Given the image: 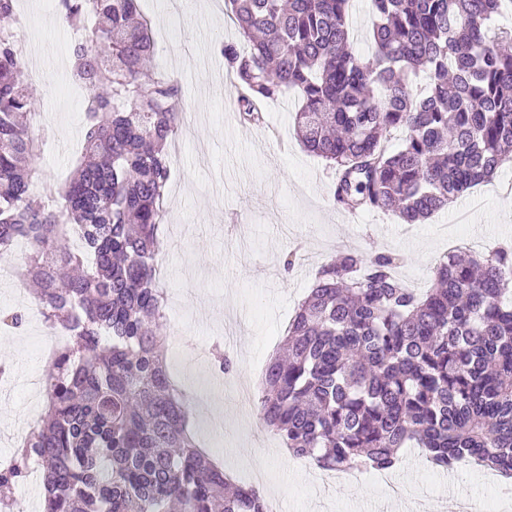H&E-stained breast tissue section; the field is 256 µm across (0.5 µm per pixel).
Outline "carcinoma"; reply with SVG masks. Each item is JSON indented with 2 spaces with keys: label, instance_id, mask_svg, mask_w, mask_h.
Returning a JSON list of instances; mask_svg holds the SVG:
<instances>
[{
  "label": "carcinoma",
  "instance_id": "1",
  "mask_svg": "<svg viewBox=\"0 0 512 512\" xmlns=\"http://www.w3.org/2000/svg\"><path fill=\"white\" fill-rule=\"evenodd\" d=\"M228 4L239 41L218 49L240 118L297 92L300 142L336 167L342 206L422 224L512 158V27L494 23L512 0H372L368 56L352 45L350 0ZM57 12L80 37L85 153L38 197L44 130L30 124L15 33L0 28V255L29 243L22 275L49 327L69 333L45 373V421L0 469V512L34 466L43 512H267L263 492L199 447L170 379L158 228L181 89L149 75L138 0H58ZM400 262L342 251L321 266L264 370L265 426L324 470L391 471L414 444L441 469L472 459L511 476L512 243L449 253L422 294ZM24 323L0 312L4 330Z\"/></svg>",
  "mask_w": 512,
  "mask_h": 512
}]
</instances>
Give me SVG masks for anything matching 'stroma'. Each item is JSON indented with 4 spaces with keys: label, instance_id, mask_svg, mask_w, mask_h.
Listing matches in <instances>:
<instances>
[{
    "label": "stroma",
    "instance_id": "stroma-1",
    "mask_svg": "<svg viewBox=\"0 0 512 512\" xmlns=\"http://www.w3.org/2000/svg\"><path fill=\"white\" fill-rule=\"evenodd\" d=\"M219 3L139 0L155 45L153 75L177 81L186 111L208 116L203 124L180 127L171 143L160 226L166 327L177 339L171 371L189 397L188 426L234 480H258L278 490L284 512H395L397 498L369 478L353 487H316L311 464L289 461L256 408L237 402L233 382L243 379L260 388L263 367L280 349L316 271L337 252L401 254L405 262L398 276L422 291L430 288L434 267L449 249L478 253L512 241V161L492 182L468 190L423 224H404L377 211H345L333 199V167L307 152L297 137L296 94L265 105L261 124L240 122L234 82L216 49L218 42L234 39L235 28ZM29 37L26 63L44 75L33 85V123L50 130L38 163L45 181L61 185L84 144V114L65 50L70 32L50 12ZM292 249L297 263L287 272L282 256ZM25 259L17 249L0 260V308L29 314L20 332H0V365L7 369L0 386V433L14 432L15 419L33 426L44 417L46 397L33 394L30 381L32 374H44L57 347L35 294L15 275ZM217 345L233 361L232 374L213 368ZM211 396L223 400V419L204 407ZM400 456L394 477L421 504L451 493L490 495L483 467L466 465L451 477L410 459L408 450ZM450 477L455 487L448 493L444 484Z\"/></svg>",
    "mask_w": 512,
    "mask_h": 512
}]
</instances>
